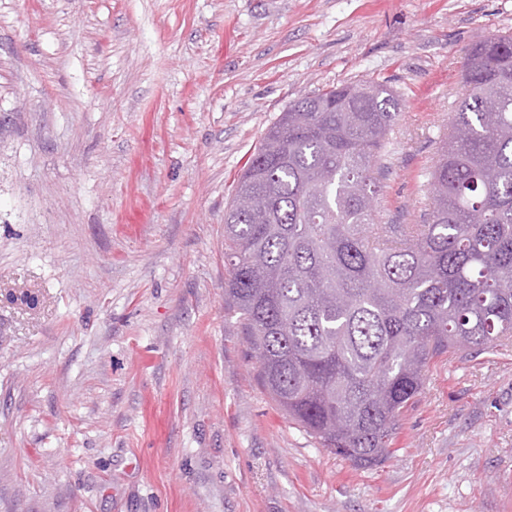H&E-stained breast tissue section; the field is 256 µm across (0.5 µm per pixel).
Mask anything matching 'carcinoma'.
Instances as JSON below:
<instances>
[{"label": "carcinoma", "mask_w": 512, "mask_h": 512, "mask_svg": "<svg viewBox=\"0 0 512 512\" xmlns=\"http://www.w3.org/2000/svg\"><path fill=\"white\" fill-rule=\"evenodd\" d=\"M422 224H378L400 100L379 81L290 104L224 214V296L288 420L355 469L393 455L429 364L512 339V35L474 42Z\"/></svg>", "instance_id": "obj_1"}]
</instances>
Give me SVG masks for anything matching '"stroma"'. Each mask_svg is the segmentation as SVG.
I'll use <instances>...</instances> for the list:
<instances>
[{"label":"stroma","mask_w":512,"mask_h":512,"mask_svg":"<svg viewBox=\"0 0 512 512\" xmlns=\"http://www.w3.org/2000/svg\"><path fill=\"white\" fill-rule=\"evenodd\" d=\"M512 0H0V512H512V341L431 362L383 464L283 415L224 212L289 103L388 81L420 224L464 50Z\"/></svg>","instance_id":"1"}]
</instances>
